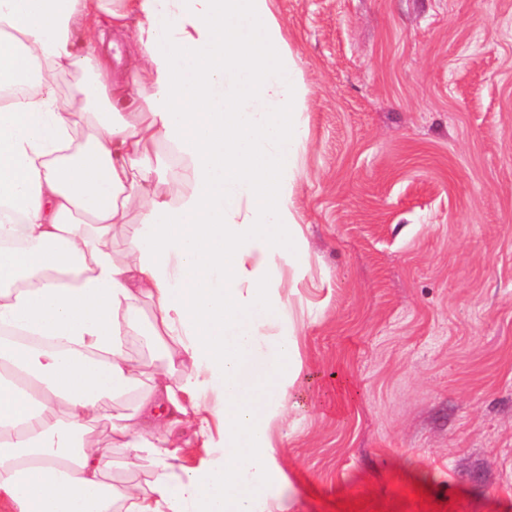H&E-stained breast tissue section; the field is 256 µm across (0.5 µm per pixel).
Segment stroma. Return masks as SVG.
I'll return each mask as SVG.
<instances>
[{"instance_id": "35a3bbf8", "label": "stroma", "mask_w": 512, "mask_h": 512, "mask_svg": "<svg viewBox=\"0 0 512 512\" xmlns=\"http://www.w3.org/2000/svg\"><path fill=\"white\" fill-rule=\"evenodd\" d=\"M306 88L272 512H512V0H273Z\"/></svg>"}]
</instances>
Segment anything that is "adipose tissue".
I'll return each mask as SVG.
<instances>
[{
  "label": "adipose tissue",
  "instance_id": "ef3b65f1",
  "mask_svg": "<svg viewBox=\"0 0 512 512\" xmlns=\"http://www.w3.org/2000/svg\"><path fill=\"white\" fill-rule=\"evenodd\" d=\"M271 3L0 0V512H269L268 421L298 355L279 271L302 254L309 138ZM103 13L139 19L123 103L100 92ZM68 70L88 77L72 110ZM162 139L189 159L175 201L156 191ZM132 336L164 362L149 382ZM113 450L149 458L151 480L114 487Z\"/></svg>",
  "mask_w": 512,
  "mask_h": 512
}]
</instances>
